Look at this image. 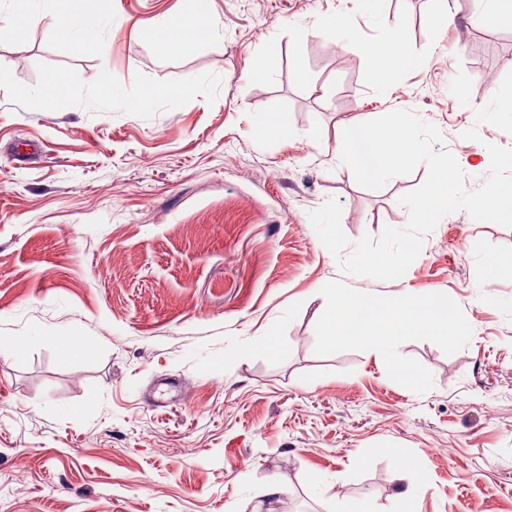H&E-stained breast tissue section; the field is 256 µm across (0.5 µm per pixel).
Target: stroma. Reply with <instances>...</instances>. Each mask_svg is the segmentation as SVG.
Returning <instances> with one entry per match:
<instances>
[{
  "instance_id": "obj_1",
  "label": "stroma",
  "mask_w": 512,
  "mask_h": 512,
  "mask_svg": "<svg viewBox=\"0 0 512 512\" xmlns=\"http://www.w3.org/2000/svg\"><path fill=\"white\" fill-rule=\"evenodd\" d=\"M436 6L387 0L378 23L364 0H210L220 31L181 53L145 30L188 0H91L101 26L78 45L58 37L55 0L23 33L0 22V336L27 339L0 352V512H348L362 499L386 512L406 456L421 512H512V228L451 213L382 281L343 273L309 219L334 198L350 241L405 227L400 198L426 176L361 187L336 163L345 125L417 111L470 192L488 175L481 142L512 147L475 120L512 71V28L436 30ZM342 12L366 45L402 21L425 65L373 89L321 27ZM261 50L270 76L245 83ZM52 75L61 99L33 105ZM186 80L187 95H166ZM146 86L161 93L136 110ZM272 106L290 133L253 136ZM472 127L480 141L462 139ZM335 280L446 291L470 341L452 355L400 344L433 374L423 394L370 351L317 355ZM271 324L277 357L255 346ZM62 333L95 353L64 359ZM272 478L283 498L267 496Z\"/></svg>"
}]
</instances>
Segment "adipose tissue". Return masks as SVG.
I'll use <instances>...</instances> for the list:
<instances>
[{"mask_svg": "<svg viewBox=\"0 0 512 512\" xmlns=\"http://www.w3.org/2000/svg\"><path fill=\"white\" fill-rule=\"evenodd\" d=\"M217 30L218 25L210 14L208 0H193L189 13L157 24L149 35L161 40L169 50L186 51L197 41L215 35ZM347 50L365 58L369 78L380 90L391 86L402 70L423 63L422 58L406 50L403 28L397 22L385 25L377 45L355 43L348 45Z\"/></svg>", "mask_w": 512, "mask_h": 512, "instance_id": "obj_1", "label": "adipose tissue"}]
</instances>
